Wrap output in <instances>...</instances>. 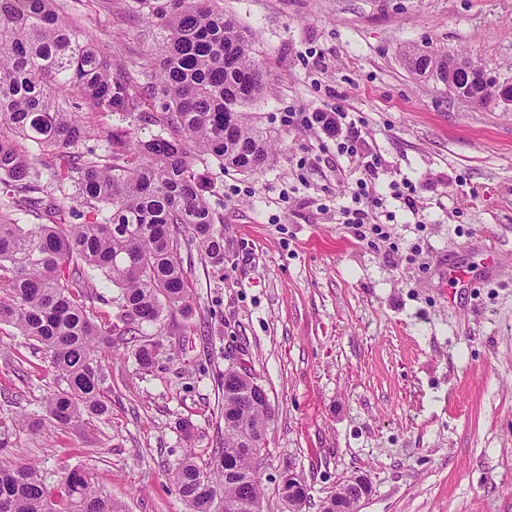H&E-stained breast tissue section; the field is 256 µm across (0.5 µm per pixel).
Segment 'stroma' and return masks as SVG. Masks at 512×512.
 I'll list each match as a JSON object with an SVG mask.
<instances>
[{
  "label": "stroma",
  "mask_w": 512,
  "mask_h": 512,
  "mask_svg": "<svg viewBox=\"0 0 512 512\" xmlns=\"http://www.w3.org/2000/svg\"><path fill=\"white\" fill-rule=\"evenodd\" d=\"M219 5L271 73L252 110L277 159L255 174L196 159L224 219V264L197 249L185 261L191 330L163 336L151 370L135 360L139 337H117L102 359L108 413L30 430L59 384L38 343L0 325V443L48 486L79 468L125 512H188L170 473L218 446L220 380L243 365L272 407L263 512H283L287 468L310 488L306 512L357 474L372 486L359 512H512V110L461 102L405 57H470L512 81V0ZM55 8L112 59L149 60L155 41L125 0ZM338 105L377 164L382 233L361 242L342 222L355 165L304 122ZM452 266L469 284L450 286Z\"/></svg>",
  "instance_id": "stroma-1"
}]
</instances>
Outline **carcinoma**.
Wrapping results in <instances>:
<instances>
[{
    "label": "carcinoma",
    "mask_w": 512,
    "mask_h": 512,
    "mask_svg": "<svg viewBox=\"0 0 512 512\" xmlns=\"http://www.w3.org/2000/svg\"><path fill=\"white\" fill-rule=\"evenodd\" d=\"M156 30L154 60L132 72L53 8V0H0V324L42 345L65 388L44 402L46 419L80 426L107 406L101 353L118 334L162 336L176 315L189 316L183 254L197 244L224 264V230L203 194L195 160L257 173L275 159L271 137L251 112L269 72L245 30L217 0H126ZM162 119L150 114L155 108ZM112 114V129L80 118ZM164 124L142 137L131 127ZM105 153L79 149L89 139ZM49 182L39 183L40 170ZM86 209L83 224H61L59 199ZM30 217L48 220L27 224ZM118 330L99 323L98 285ZM162 344L139 346L150 370ZM224 390V437L204 460L188 452L171 477L190 512H253L261 474L247 451L264 448L271 411L251 406L249 381ZM0 512H124L103 497L90 473L74 469L60 490L36 466L0 447Z\"/></svg>",
    "instance_id": "obj_1"
}]
</instances>
